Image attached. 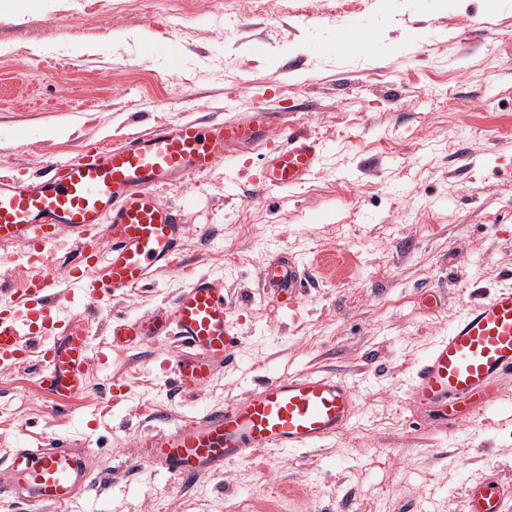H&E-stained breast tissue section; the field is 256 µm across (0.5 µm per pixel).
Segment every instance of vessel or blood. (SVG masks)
Segmentation results:
<instances>
[{"mask_svg":"<svg viewBox=\"0 0 512 512\" xmlns=\"http://www.w3.org/2000/svg\"><path fill=\"white\" fill-rule=\"evenodd\" d=\"M272 129L281 143L268 150ZM237 147L260 151V181L276 190L308 183L325 158L320 142L284 112L153 127L120 145L49 164L32 182L0 177V243L21 244L36 260L60 230L74 231L79 241L67 282L87 291L79 318L89 320L106 298L136 292L180 253L186 227L156 187L205 173ZM262 282L286 310L301 299L307 273L284 252L266 263ZM56 286L54 277H33L22 319L0 295V365L35 359L41 387L63 403L89 384L90 338L58 320ZM169 336L179 343L168 366L177 390L200 395L241 339L222 279L197 277L170 310L113 321L108 347L125 350ZM506 375H512V285L466 305L418 363L410 379L415 423L450 432L475 421L497 406ZM357 413L356 390L341 376L279 375L161 432L144 444L142 456L174 478L193 480L260 454L314 448L344 433ZM90 458L89 448L59 441L16 449L0 467V499L69 507L91 480ZM464 498L465 512H512V483L491 475L468 484Z\"/></svg>","mask_w":512,"mask_h":512,"instance_id":"b4317fda","label":"vessel or blood"}]
</instances>
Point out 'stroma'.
<instances>
[{
  "mask_svg": "<svg viewBox=\"0 0 512 512\" xmlns=\"http://www.w3.org/2000/svg\"><path fill=\"white\" fill-rule=\"evenodd\" d=\"M170 45L165 55L154 45ZM272 106L322 143L303 186L235 174L175 181L160 195L187 227L181 255L87 323L88 389L57 406L36 364L0 367V464L16 445L86 442L94 475L68 512H463L466 485L512 482V377L498 407L449 433L412 423L413 368L468 303L512 284V0H15L0 12V177L37 178L86 147L155 125ZM62 232L41 262L0 244V290L42 272L63 281ZM292 254L309 272L297 311L260 286ZM198 275L244 306L243 336L203 397L162 366L174 341L101 360L113 318L171 307ZM443 294L434 313L425 292ZM339 373L352 426L316 448L239 462L183 482L141 460L142 441L270 375ZM129 389L113 404L115 380Z\"/></svg>",
  "mask_w": 512,
  "mask_h": 512,
  "instance_id": "obj_1",
  "label": "stroma"
}]
</instances>
